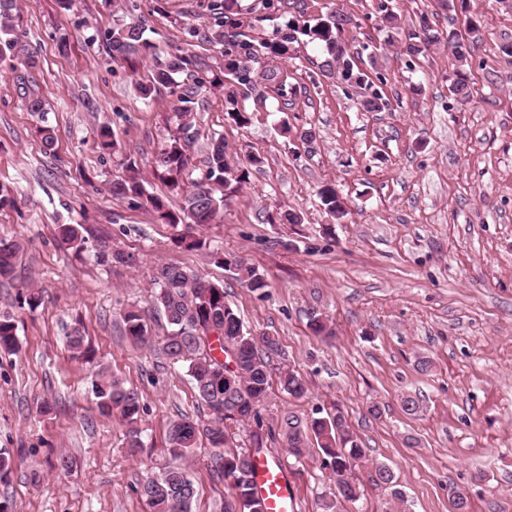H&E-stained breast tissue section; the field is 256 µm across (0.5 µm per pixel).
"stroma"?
I'll return each mask as SVG.
<instances>
[{"mask_svg":"<svg viewBox=\"0 0 512 512\" xmlns=\"http://www.w3.org/2000/svg\"><path fill=\"white\" fill-rule=\"evenodd\" d=\"M113 12L107 0H17L18 47L0 61V238L22 242L12 276L0 279V313L14 315L18 350L0 355V448L15 459L0 497L15 512H147L139 486L169 458L167 429L181 418L204 420L182 364L153 348L135 349L120 331L130 303L148 308L153 336L166 332L150 311L153 274L175 264L223 286L245 330L276 337L281 353L271 372L289 367L308 392L294 398L272 386L261 410L264 426L287 414L310 421L341 407L367 450L356 471L363 495L339 512H450L449 487L467 496V512H512V9L500 0H469L466 12L439 0H395L397 30L381 26L377 0H308L310 14L342 11L356 25L344 42L377 46V69L391 107L366 112L341 77H325L316 44L297 45L288 60L294 92L268 99L238 125L223 94L203 87L195 114L199 131L192 175H199L211 138L223 137L235 164L260 154L262 167L230 197L220 223L192 233L226 256L244 257L267 288L255 291L235 270L179 247L183 226L164 224L151 211L112 196V182L136 159L148 191L166 194L153 178L167 137L169 91L142 100L147 70L131 76L115 68L92 29L114 21L145 23L158 57L187 45L186 27H208L205 0H135ZM428 12L435 32L467 33L477 21L469 65L446 42L409 61L408 32ZM34 56L37 65L25 64ZM466 69L473 98L449 92ZM38 88L42 111H32L22 84ZM109 126L120 144L98 146ZM55 133L44 151L39 131ZM312 140H303V133ZM335 185L348 214L334 220L318 196ZM291 211L298 224H271V212ZM80 224L88 250L75 256L56 227ZM129 255L127 264L98 263V239ZM38 289L41 306L23 307ZM322 317L331 337L313 335L310 316ZM81 325L93 359H70L65 336ZM430 369L420 372L419 359ZM136 388L145 404L144 449L129 456L123 425L99 414L90 397L99 368ZM419 398L406 415L404 396ZM50 413H41L42 403ZM379 406L372 417L368 409ZM296 486L297 512H316L325 490L323 457L310 448L295 462L285 443L268 445ZM73 465L60 471L57 455ZM210 448L200 440L185 466L197 487L193 512H223L229 490L207 469ZM394 473L401 499L372 485L376 464Z\"/></svg>","mask_w":512,"mask_h":512,"instance_id":"1","label":"stroma"}]
</instances>
